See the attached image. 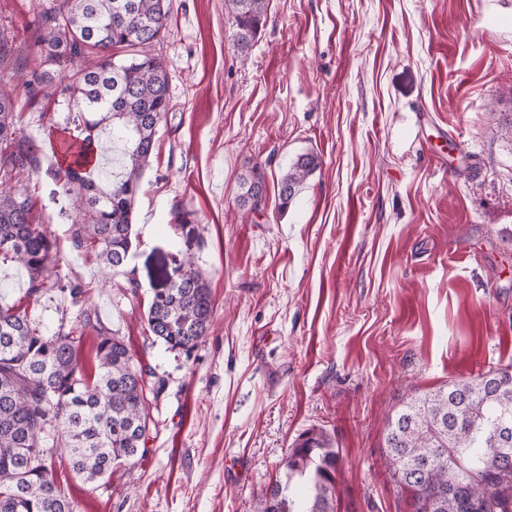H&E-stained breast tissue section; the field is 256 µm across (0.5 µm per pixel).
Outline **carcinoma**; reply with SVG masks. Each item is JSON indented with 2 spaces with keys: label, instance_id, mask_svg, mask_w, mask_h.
<instances>
[{
  "label": "carcinoma",
  "instance_id": "cac0c4a2",
  "mask_svg": "<svg viewBox=\"0 0 512 512\" xmlns=\"http://www.w3.org/2000/svg\"><path fill=\"white\" fill-rule=\"evenodd\" d=\"M225 9L244 52L266 22L268 0H225ZM169 12V0H52L34 17L39 36L32 43L0 38V261L26 271L30 299L53 288L76 299L84 290L62 273L56 240L33 216L22 177L39 169L41 147L18 135V96L51 97L65 113L63 137L50 144L62 159L53 180L74 212L72 249L96 253L106 271L125 268L135 202L169 112L167 67L151 51ZM21 68L29 79L18 87ZM105 132L120 149L110 174L85 168L89 154L103 152ZM319 166L313 154L297 158L280 180L279 210ZM264 179L256 165L243 176L240 207L265 208L266 197L255 192ZM175 273L152 289L146 340L189 357L208 334L214 302L192 261ZM76 321L45 335L27 310L0 307V512H76L55 478L50 437L86 482L146 447L150 371L122 339L94 324L90 308ZM89 326L100 334L93 375L81 361L83 336L75 334ZM501 419L512 422L511 365L406 398L388 420L384 445L391 480L409 507L512 512V448L496 433ZM339 465V450L323 432L303 433L254 512H335Z\"/></svg>",
  "mask_w": 512,
  "mask_h": 512
}]
</instances>
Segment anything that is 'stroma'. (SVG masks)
<instances>
[{"mask_svg":"<svg viewBox=\"0 0 512 512\" xmlns=\"http://www.w3.org/2000/svg\"><path fill=\"white\" fill-rule=\"evenodd\" d=\"M37 3L0 0V33L33 41ZM155 52L170 110L135 206L138 299L71 248L51 151L27 180L98 317L86 369L104 329L165 382L143 455L95 483L62 459L57 480L80 512H252L315 429L340 452L337 512H409L388 418L406 394L512 364V0H269L244 52L224 0H171ZM60 121L51 101L16 108L43 144ZM306 153L321 165L278 211ZM255 165L267 205L243 213ZM186 257L215 302L189 356L144 340L151 286ZM29 306L48 335L78 312L55 288Z\"/></svg>","mask_w":512,"mask_h":512,"instance_id":"obj_1","label":"stroma"}]
</instances>
